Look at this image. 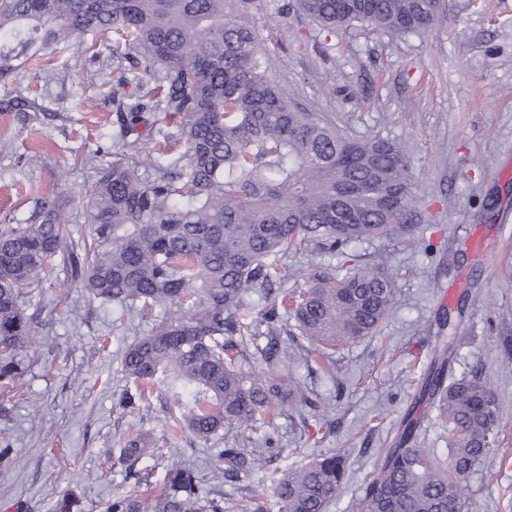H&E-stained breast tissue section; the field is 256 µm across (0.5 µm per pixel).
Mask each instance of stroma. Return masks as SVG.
I'll return each mask as SVG.
<instances>
[{
    "label": "stroma",
    "mask_w": 512,
    "mask_h": 512,
    "mask_svg": "<svg viewBox=\"0 0 512 512\" xmlns=\"http://www.w3.org/2000/svg\"><path fill=\"white\" fill-rule=\"evenodd\" d=\"M286 0H264L251 22L271 61L273 80L301 110L325 113L342 134L381 137L405 146L417 178L412 222L389 237L356 245L362 262L384 261L399 301L381 333L337 349L320 370L308 343L290 366L310 398L286 408L269 432L282 456L229 483L216 476V451L238 445L235 431L191 445L168 432L156 409L121 404L118 372L125 346L147 320L82 297L62 266L29 288L35 347L19 396L0 398V435L11 453L0 461V512H52L64 491H76L81 512H102L114 494L135 489L120 460L129 432H150L155 446L140 466L182 460L207 486L245 498L246 486L272 470L304 464L336 449L348 478L328 512H360L361 489L381 448L408 409L417 407L421 378L438 342V317L455 311L443 292L472 291L457 329L455 374L479 367L512 408V280L500 267L512 258V0H451L447 22L392 41L359 27L329 32ZM112 34L81 38L73 50L27 65L0 81V95L22 94L38 108L24 123L0 112V221L22 219L35 198L55 194L83 224L84 192L103 165L133 154L117 137L109 83ZM488 233L484 256L470 248L474 227ZM341 258L309 250L289 261L287 286L305 289L314 274L337 273ZM78 315H70L72 306ZM463 512H512V416L498 426L486 464L473 472Z\"/></svg>",
    "instance_id": "35a3bbf8"
}]
</instances>
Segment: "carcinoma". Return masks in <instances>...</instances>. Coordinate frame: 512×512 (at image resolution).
<instances>
[{
	"label": "carcinoma",
	"instance_id": "cac0c4a2",
	"mask_svg": "<svg viewBox=\"0 0 512 512\" xmlns=\"http://www.w3.org/2000/svg\"><path fill=\"white\" fill-rule=\"evenodd\" d=\"M263 0H0V81L29 61L67 48L80 35L123 41L112 98L125 97L120 133L134 154L98 172L88 189V233L52 196L29 216L0 224V389L17 388L36 344L25 290L60 260L67 279L103 305L145 317L166 315L121 358L123 401L145 411L161 380L165 407L177 410L171 434L209 442L226 429L238 448L218 452L222 474L250 472L275 451L256 423L304 399L285 366L282 312L323 362L373 335L397 303L393 274L380 264L342 265L308 290L278 296L261 313L268 342L256 343L248 299L272 294L288 258L318 249L347 255L390 235L415 213L416 177L394 140L350 138L327 117L294 108L270 78V61L250 18ZM325 27L357 26L397 40L448 19V0H298ZM131 65L123 67V61ZM134 86L136 95H126ZM16 96L0 112H34ZM455 337H443L425 391L448 443L440 462L406 417L362 488L360 512H463L466 481L488 456L505 411L483 371H448ZM253 346L255 365H238ZM152 443L126 437L120 458L137 489L114 495L103 512H234L183 461L162 477L137 465ZM346 459L338 452L271 476L251 489L253 512L267 492L280 512H327L342 494ZM66 491L54 512H78Z\"/></svg>",
	"mask_w": 512,
	"mask_h": 512
}]
</instances>
